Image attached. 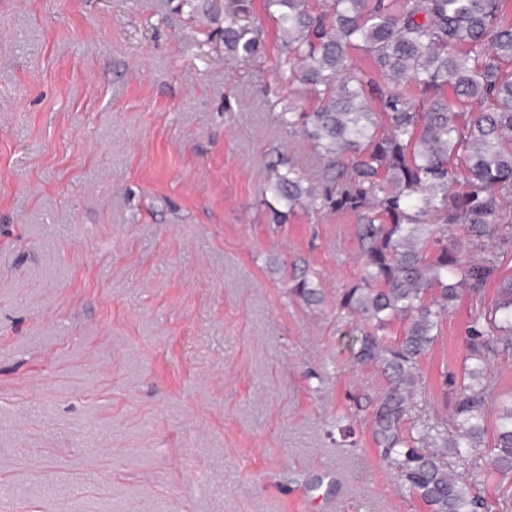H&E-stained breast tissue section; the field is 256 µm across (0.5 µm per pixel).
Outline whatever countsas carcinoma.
<instances>
[{
    "mask_svg": "<svg viewBox=\"0 0 512 512\" xmlns=\"http://www.w3.org/2000/svg\"><path fill=\"white\" fill-rule=\"evenodd\" d=\"M251 0H178L205 19L215 47L253 56L238 16ZM280 52L273 70L313 93L309 111L278 113L321 164L316 182L285 158L268 165L265 191L283 207L357 217L360 280L336 303L360 322L354 361L380 367L388 386L373 437L401 490L430 512H512L484 486L512 473V400L486 377L487 355L512 353V277L492 241L512 243V15L508 0H263ZM215 25L209 29V25ZM496 297L486 302L485 288ZM290 292L318 291L302 278ZM473 314L466 345L475 365L452 380V417L424 425L423 454L403 425L419 360L462 297ZM402 323L399 335L391 325ZM494 445L485 447L490 410ZM456 459L444 461L445 452Z\"/></svg>",
    "mask_w": 512,
    "mask_h": 512,
    "instance_id": "obj_1",
    "label": "carcinoma"
}]
</instances>
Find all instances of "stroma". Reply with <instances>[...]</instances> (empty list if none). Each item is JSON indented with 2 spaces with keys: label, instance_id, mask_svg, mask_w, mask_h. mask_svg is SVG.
I'll list each match as a JSON object with an SVG mask.
<instances>
[{
  "label": "stroma",
  "instance_id": "obj_1",
  "mask_svg": "<svg viewBox=\"0 0 512 512\" xmlns=\"http://www.w3.org/2000/svg\"><path fill=\"white\" fill-rule=\"evenodd\" d=\"M177 0H0V488L10 512H429L372 439L381 368L353 365L336 300L357 219L272 220L266 165L319 164L247 57ZM307 274L321 301L289 293ZM471 317L419 362L404 429L448 417Z\"/></svg>",
  "mask_w": 512,
  "mask_h": 512
}]
</instances>
